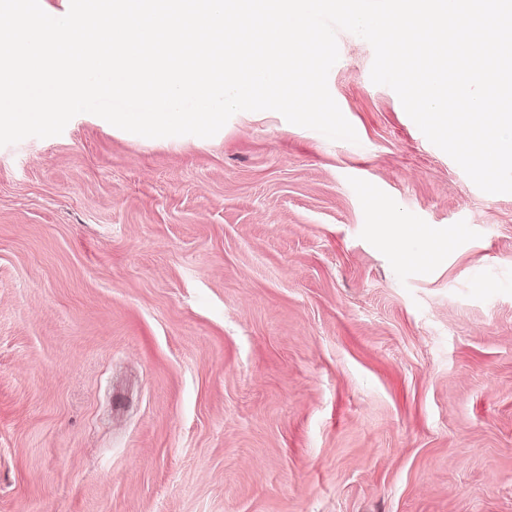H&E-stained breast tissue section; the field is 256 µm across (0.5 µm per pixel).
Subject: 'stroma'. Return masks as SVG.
I'll return each mask as SVG.
<instances>
[{"instance_id":"35a3bbf8","label":"stroma","mask_w":512,"mask_h":512,"mask_svg":"<svg viewBox=\"0 0 512 512\" xmlns=\"http://www.w3.org/2000/svg\"><path fill=\"white\" fill-rule=\"evenodd\" d=\"M337 42L354 143L0 147V512H512V194ZM402 222L460 234L404 261Z\"/></svg>"}]
</instances>
